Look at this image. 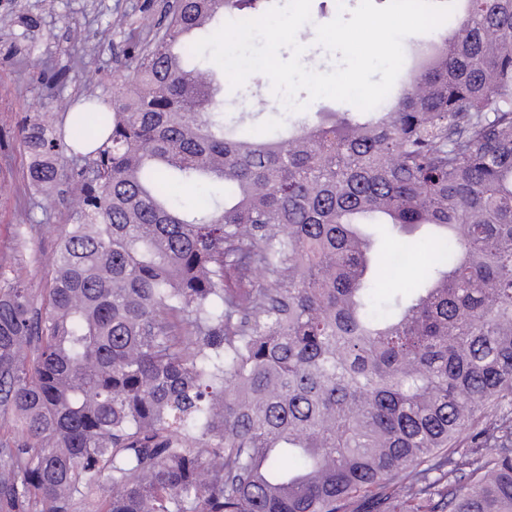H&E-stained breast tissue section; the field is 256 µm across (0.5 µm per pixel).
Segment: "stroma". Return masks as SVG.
Returning <instances> with one entry per match:
<instances>
[{"instance_id":"obj_1","label":"stroma","mask_w":512,"mask_h":512,"mask_svg":"<svg viewBox=\"0 0 512 512\" xmlns=\"http://www.w3.org/2000/svg\"><path fill=\"white\" fill-rule=\"evenodd\" d=\"M166 0H0V30L11 27L18 15L39 18L40 31L30 56L0 59V264L17 270L34 290L46 285L54 256L55 226L66 223L71 196L54 199L31 197L23 182L27 158L18 147L19 127L35 112L65 114L77 99L92 96L111 101L123 79L133 74L134 63L127 47L129 33L150 40L164 14ZM359 0H311V21L303 25L297 40L304 47L302 64L313 71L328 72L340 64L338 53L316 41V27L333 20L339 6L354 9ZM64 70L61 86L48 88L39 79L40 64ZM201 69L224 84V108L251 112L255 131L275 134L287 123H300L318 112H349L352 104L327 98L296 95L304 108L283 113L281 99L262 73L248 77L239 89L227 87V77L209 58H199ZM27 222L37 228L26 241H18L14 227Z\"/></svg>"}]
</instances>
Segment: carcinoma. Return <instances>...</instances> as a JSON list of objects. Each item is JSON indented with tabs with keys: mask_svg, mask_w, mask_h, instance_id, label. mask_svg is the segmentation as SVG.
I'll list each match as a JSON object with an SVG mask.
<instances>
[{
	"mask_svg": "<svg viewBox=\"0 0 512 512\" xmlns=\"http://www.w3.org/2000/svg\"><path fill=\"white\" fill-rule=\"evenodd\" d=\"M261 2L178 0L112 106L22 126L76 204L41 299L0 265V512H512V0L286 138L237 134L192 52ZM357 224L433 227L413 287L378 298Z\"/></svg>",
	"mask_w": 512,
	"mask_h": 512,
	"instance_id": "cac0c4a2",
	"label": "carcinoma"
}]
</instances>
